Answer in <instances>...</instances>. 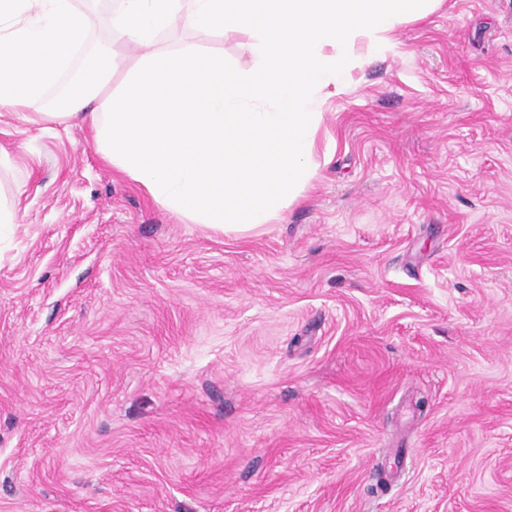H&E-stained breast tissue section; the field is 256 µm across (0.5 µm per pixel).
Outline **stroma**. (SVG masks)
<instances>
[{"mask_svg":"<svg viewBox=\"0 0 512 512\" xmlns=\"http://www.w3.org/2000/svg\"><path fill=\"white\" fill-rule=\"evenodd\" d=\"M322 110L312 185L225 235L0 110V512H512V0H441Z\"/></svg>","mask_w":512,"mask_h":512,"instance_id":"obj_1","label":"stroma"}]
</instances>
